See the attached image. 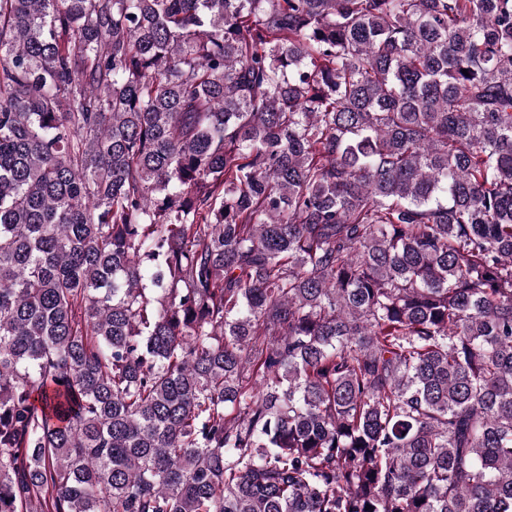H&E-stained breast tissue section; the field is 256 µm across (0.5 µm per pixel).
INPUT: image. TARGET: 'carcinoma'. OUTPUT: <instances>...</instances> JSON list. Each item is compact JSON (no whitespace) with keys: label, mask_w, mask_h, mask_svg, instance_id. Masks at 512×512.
Segmentation results:
<instances>
[{"label":"carcinoma","mask_w":512,"mask_h":512,"mask_svg":"<svg viewBox=\"0 0 512 512\" xmlns=\"http://www.w3.org/2000/svg\"><path fill=\"white\" fill-rule=\"evenodd\" d=\"M0 512H512V0H0Z\"/></svg>","instance_id":"cac0c4a2"}]
</instances>
